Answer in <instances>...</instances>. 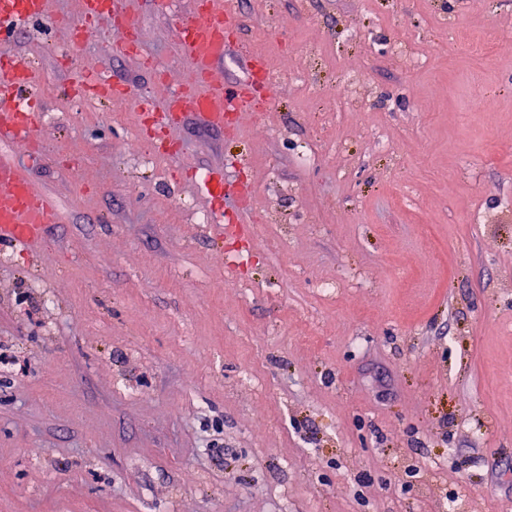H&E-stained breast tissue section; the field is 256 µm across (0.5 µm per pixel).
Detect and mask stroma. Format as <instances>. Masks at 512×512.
Instances as JSON below:
<instances>
[{
  "label": "stroma",
  "mask_w": 512,
  "mask_h": 512,
  "mask_svg": "<svg viewBox=\"0 0 512 512\" xmlns=\"http://www.w3.org/2000/svg\"><path fill=\"white\" fill-rule=\"evenodd\" d=\"M195 3L124 0L161 78L105 20L8 45L48 158L0 151L62 221L0 242V512H512V0H234L216 73L262 58L275 96L172 113L164 154L134 99L181 85ZM89 71L130 98L77 112Z\"/></svg>",
  "instance_id": "stroma-1"
}]
</instances>
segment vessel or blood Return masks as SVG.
<instances>
[{
	"label": "vessel or blood",
	"instance_id": "b4317fda",
	"mask_svg": "<svg viewBox=\"0 0 512 512\" xmlns=\"http://www.w3.org/2000/svg\"><path fill=\"white\" fill-rule=\"evenodd\" d=\"M109 18L123 51H139L137 24L128 17L120 0H78V12L71 20L74 35ZM47 0H0V42L7 41L19 26L33 22L54 23ZM231 0H197L194 13L180 20L175 49L186 69L193 72V83L183 85L168 109L178 112L189 108L203 116L212 127L223 128L224 115L252 108L257 102L255 77L262 70L254 59L247 60V79L232 87L213 83L212 72L224 58L225 43L235 30ZM31 73L18 59H0V144L18 142L36 148L39 115L15 99L28 88ZM88 85L99 99L126 94L123 83L99 72L87 75ZM55 197L35 187L28 168L0 156V238L24 243L37 242L44 231L60 223Z\"/></svg>",
	"mask_w": 512,
	"mask_h": 512
}]
</instances>
